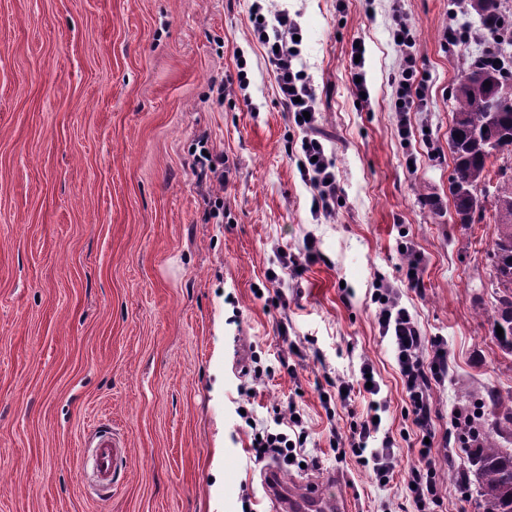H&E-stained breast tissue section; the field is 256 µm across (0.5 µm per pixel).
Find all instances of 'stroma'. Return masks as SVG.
<instances>
[{"mask_svg": "<svg viewBox=\"0 0 512 512\" xmlns=\"http://www.w3.org/2000/svg\"><path fill=\"white\" fill-rule=\"evenodd\" d=\"M251 4L0 0V512H242L246 496L252 512H278L243 404L264 426L292 406L301 414V454L317 463L289 467L285 483L334 475L346 512H418L406 486L420 436L375 319L381 278L448 348L433 419L453 468L468 465L451 425L468 398L482 397L483 429L512 448V425L496 427L488 400L512 397V356L492 335L495 211L458 223L448 190L456 55L477 49L444 45L459 7L268 0L301 28L343 199L324 217L288 149L303 133L278 99ZM399 14L415 28L428 88L405 140L389 36ZM358 42L365 103L349 74ZM204 148L224 156V184L196 177ZM282 251L302 272L280 266ZM411 251L422 257L415 289ZM254 363L265 370L257 382L242 373ZM365 363L389 405L381 429L396 461L384 487L333 445L365 414V396L323 399ZM99 426L125 450L107 497L82 457Z\"/></svg>", "mask_w": 512, "mask_h": 512, "instance_id": "1", "label": "stroma"}]
</instances>
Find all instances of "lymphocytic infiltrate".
<instances>
[{
    "instance_id": "f902f5d3",
    "label": "lymphocytic infiltrate",
    "mask_w": 512,
    "mask_h": 512,
    "mask_svg": "<svg viewBox=\"0 0 512 512\" xmlns=\"http://www.w3.org/2000/svg\"><path fill=\"white\" fill-rule=\"evenodd\" d=\"M265 0H252L250 19L255 38L260 39L269 63L273 67L278 97L286 111L297 119L298 127L305 136L300 143L302 175L316 190V209L331 212L340 193L334 165L325 154L319 139V111L316 94L304 70L298 69L301 50L296 36L297 21L288 12L275 14L273 22L263 19ZM397 37L400 52V67L394 78L396 100L402 111L424 108L427 95L424 85L417 79L418 60L414 52L415 36L412 26L405 19H398L391 30ZM378 309L376 318L380 332L389 337L395 352L396 362L404 388L410 401L413 422L426 437L427 443L418 450V463L411 471L409 497L420 512L439 505L442 488L436 480L439 457L430 444L435 433L432 429L433 383L448 374V350L443 340L423 336L410 311L401 305L392 288L379 283L374 295ZM368 393L370 400L365 418L353 425L349 443L359 464L366 468L378 484L389 483L395 468L393 442L390 437L380 436V424L376 418L386 412L387 402L380 399L379 385H372ZM296 409H289L282 416L281 430L261 431L253 439L252 450L256 459L277 461L281 468H288L296 449L304 447L307 431L302 421L296 418Z\"/></svg>"
}]
</instances>
